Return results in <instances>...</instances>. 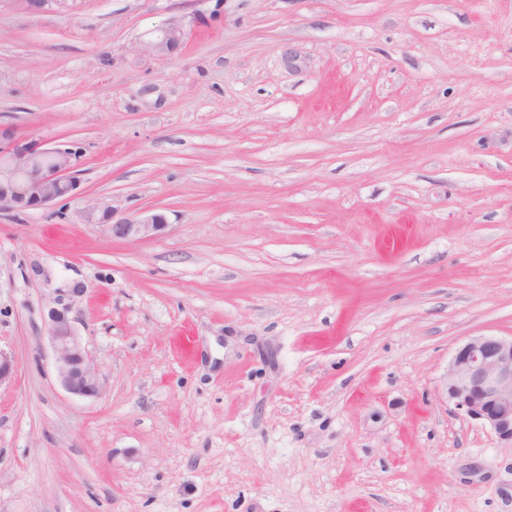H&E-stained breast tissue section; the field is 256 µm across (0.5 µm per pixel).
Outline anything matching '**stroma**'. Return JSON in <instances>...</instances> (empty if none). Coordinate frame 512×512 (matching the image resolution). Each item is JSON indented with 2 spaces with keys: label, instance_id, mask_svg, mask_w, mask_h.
<instances>
[{
  "label": "stroma",
  "instance_id": "35a3bbf8",
  "mask_svg": "<svg viewBox=\"0 0 512 512\" xmlns=\"http://www.w3.org/2000/svg\"><path fill=\"white\" fill-rule=\"evenodd\" d=\"M0 125L82 150L80 196L0 211V512H512L437 394L512 336V0H0ZM75 285L96 399L46 338ZM188 34V23L184 17H171L157 34L139 43L141 51L154 56L168 57L184 43ZM114 208L104 202H96L86 209L84 218L99 226L112 240L143 241L163 236L170 226L164 213L147 210L136 216L116 218Z\"/></svg>",
  "mask_w": 512,
  "mask_h": 512
}]
</instances>
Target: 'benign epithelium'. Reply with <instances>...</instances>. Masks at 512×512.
Wrapping results in <instances>:
<instances>
[{
	"instance_id": "7a95c632",
	"label": "benign epithelium",
	"mask_w": 512,
	"mask_h": 512,
	"mask_svg": "<svg viewBox=\"0 0 512 512\" xmlns=\"http://www.w3.org/2000/svg\"><path fill=\"white\" fill-rule=\"evenodd\" d=\"M29 11L60 9L66 0H18ZM188 23L172 17L157 34L139 43L141 51L168 57L184 43ZM81 152L70 145L49 147L42 141L21 142L12 129L0 127V210L25 212L46 209L80 194L77 171ZM84 218L114 240L143 241L163 236L169 227L164 213L147 210L117 217L114 208L96 202ZM72 289L53 298L46 325L54 355V370L62 388L81 399L102 393L92 355L83 345L73 321ZM441 398L485 426L497 440L512 446V337L474 336L459 346L440 378Z\"/></svg>"
}]
</instances>
